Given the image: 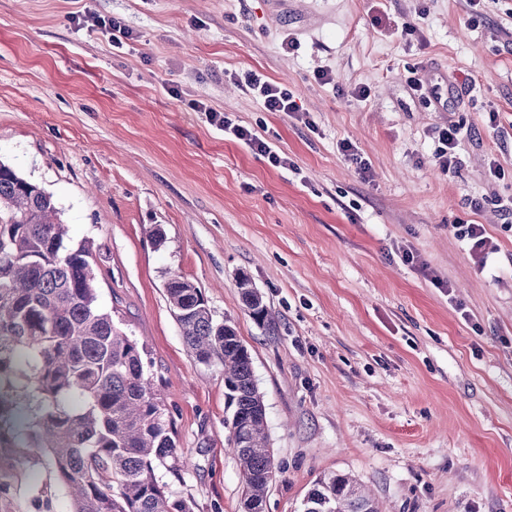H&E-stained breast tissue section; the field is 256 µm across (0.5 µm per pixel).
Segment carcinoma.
<instances>
[{
    "label": "carcinoma",
    "mask_w": 512,
    "mask_h": 512,
    "mask_svg": "<svg viewBox=\"0 0 512 512\" xmlns=\"http://www.w3.org/2000/svg\"><path fill=\"white\" fill-rule=\"evenodd\" d=\"M52 196L0 162V375L29 367L26 384L0 392V423L26 428L70 491L72 512H191L156 476L177 455L172 419L137 344L97 304L89 243L67 247ZM241 298L260 325L273 323L247 278ZM167 299L184 344L224 368L227 445L242 475L241 506L262 505L275 479L266 407L253 359L229 321L217 324L194 283L172 274ZM303 512H382L351 475L321 477Z\"/></svg>",
    "instance_id": "obj_1"
}]
</instances>
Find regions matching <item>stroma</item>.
<instances>
[{"label":"stroma","mask_w":512,"mask_h":512,"mask_svg":"<svg viewBox=\"0 0 512 512\" xmlns=\"http://www.w3.org/2000/svg\"><path fill=\"white\" fill-rule=\"evenodd\" d=\"M246 70L298 111H265L232 79ZM452 123L466 134L448 174L433 153ZM0 161L92 244L98 305L173 420L178 456L156 475L193 512H241L242 477L224 370L189 356L173 273L252 354L278 470L265 512H302L336 472L390 512H512V0H0ZM456 224L484 225L486 265ZM243 276L274 325L250 316ZM0 483V512H72L27 433L0 430ZM224 119V120H223ZM221 123L224 126V133L230 130V133L238 140L244 141L255 153L268 159V162L275 167L288 165V158L282 157L268 142L263 140L259 135L251 130L240 126L233 125L231 121L224 116Z\"/></svg>","instance_id":"35a3bbf8"}]
</instances>
